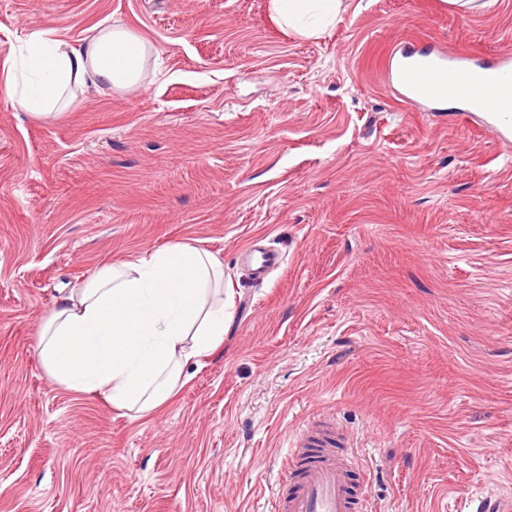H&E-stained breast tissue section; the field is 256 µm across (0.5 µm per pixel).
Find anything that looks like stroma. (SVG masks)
Wrapping results in <instances>:
<instances>
[{
	"mask_svg": "<svg viewBox=\"0 0 512 512\" xmlns=\"http://www.w3.org/2000/svg\"><path fill=\"white\" fill-rule=\"evenodd\" d=\"M122 25L139 89L37 118L6 91L39 32ZM512 50V0H344L308 37L270 0H0V512H268L333 425L357 512L512 495V137L380 77L424 44ZM285 256L249 277L241 246ZM188 243L224 266V343L135 418L36 351L102 264Z\"/></svg>",
	"mask_w": 512,
	"mask_h": 512,
	"instance_id": "1",
	"label": "stroma"
}]
</instances>
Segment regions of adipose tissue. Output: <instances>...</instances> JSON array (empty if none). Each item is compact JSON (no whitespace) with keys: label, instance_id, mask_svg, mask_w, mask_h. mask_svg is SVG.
<instances>
[{"label":"adipose tissue","instance_id":"1","mask_svg":"<svg viewBox=\"0 0 512 512\" xmlns=\"http://www.w3.org/2000/svg\"><path fill=\"white\" fill-rule=\"evenodd\" d=\"M284 25L315 35L340 15L343 0H271ZM151 46L121 26L73 46L44 31L28 48L23 86L8 85L32 115H50L74 86L139 87ZM224 268L186 243L102 266L60 296L38 329L37 353L63 389L102 396L144 416L186 384L184 369L224 340L229 316L217 296Z\"/></svg>","mask_w":512,"mask_h":512}]
</instances>
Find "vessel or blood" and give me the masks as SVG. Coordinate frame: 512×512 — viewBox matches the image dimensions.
I'll return each instance as SVG.
<instances>
[{
	"instance_id": "obj_1",
	"label": "vessel or blood",
	"mask_w": 512,
	"mask_h": 512,
	"mask_svg": "<svg viewBox=\"0 0 512 512\" xmlns=\"http://www.w3.org/2000/svg\"><path fill=\"white\" fill-rule=\"evenodd\" d=\"M382 77L397 84L413 105H459L469 114L484 112L500 137L512 135L511 56L477 62L466 54H450L430 45L390 58ZM239 256L259 279L284 261L280 252L258 238ZM330 437L326 431L308 439L313 460L277 496L275 512H354L349 471L330 446Z\"/></svg>"
}]
</instances>
